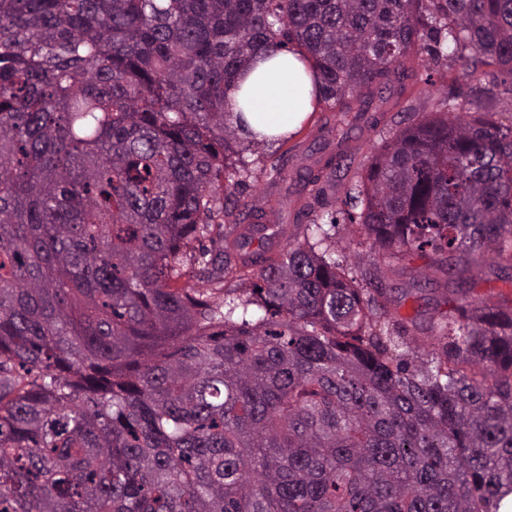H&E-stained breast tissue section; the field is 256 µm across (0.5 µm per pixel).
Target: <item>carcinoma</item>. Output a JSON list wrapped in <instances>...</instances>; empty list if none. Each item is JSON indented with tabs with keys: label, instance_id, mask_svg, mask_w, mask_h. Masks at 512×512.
I'll return each instance as SVG.
<instances>
[{
	"label": "carcinoma",
	"instance_id": "1",
	"mask_svg": "<svg viewBox=\"0 0 512 512\" xmlns=\"http://www.w3.org/2000/svg\"><path fill=\"white\" fill-rule=\"evenodd\" d=\"M299 53L340 112L458 55L512 91V0H0V512H500L512 493V124L450 98L347 191L362 260L455 273L432 349L319 221L233 216L227 95ZM240 287L181 283L184 267ZM467 288H471L475 297L495 301L500 295L511 296L512 286L509 280L496 278L492 267L484 263L482 267H473L467 275Z\"/></svg>",
	"mask_w": 512,
	"mask_h": 512
}]
</instances>
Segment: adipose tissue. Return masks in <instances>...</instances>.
<instances>
[{
	"instance_id": "adipose-tissue-1",
	"label": "adipose tissue",
	"mask_w": 512,
	"mask_h": 512,
	"mask_svg": "<svg viewBox=\"0 0 512 512\" xmlns=\"http://www.w3.org/2000/svg\"><path fill=\"white\" fill-rule=\"evenodd\" d=\"M235 82L234 97L245 101V135L292 132L309 111L312 81L293 53L280 52L255 69H242Z\"/></svg>"
}]
</instances>
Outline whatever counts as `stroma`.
Here are the masks:
<instances>
[{
  "instance_id": "1",
  "label": "stroma",
  "mask_w": 512,
  "mask_h": 512,
  "mask_svg": "<svg viewBox=\"0 0 512 512\" xmlns=\"http://www.w3.org/2000/svg\"><path fill=\"white\" fill-rule=\"evenodd\" d=\"M463 91L474 101H487L490 111L496 112L503 123L512 122V94L499 95L485 100L479 85L465 76L461 62L444 60L429 66L422 72V80L416 85L400 91L384 90L375 99L368 123L351 131L347 142L348 169L337 170L323 200H315L313 192L296 178L298 171L311 166L317 157L325 131L323 121L338 123L340 116L318 107L310 113L288 141H270L250 144L243 154L251 176L247 188L234 191L229 204L235 205L243 215H262L264 223L282 225L279 246H286L289 236L296 231L297 224L308 223L311 214L344 211L346 192L354 170L360 169L373 152L377 151L396 130L408 126L436 109L438 102L453 91ZM299 200L310 204L311 213L297 214L295 208L280 209V201ZM425 270L421 259L406 260L393 267L383 269L374 282L375 287L390 288L394 292L408 291L409 296L397 307L398 315L410 321V334L421 347H429L431 339L427 319L445 311L448 288L444 278H436L433 284L424 286L420 280Z\"/></svg>"
}]
</instances>
